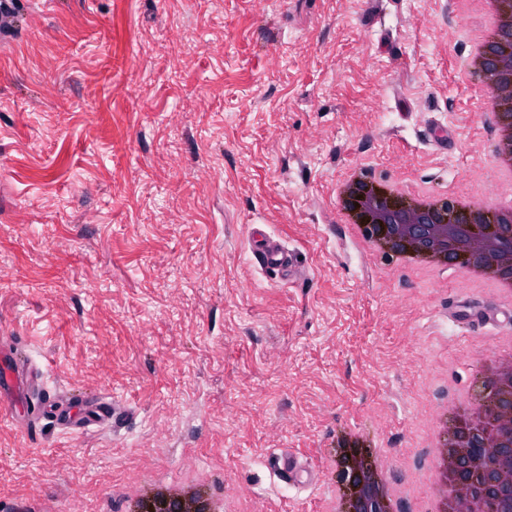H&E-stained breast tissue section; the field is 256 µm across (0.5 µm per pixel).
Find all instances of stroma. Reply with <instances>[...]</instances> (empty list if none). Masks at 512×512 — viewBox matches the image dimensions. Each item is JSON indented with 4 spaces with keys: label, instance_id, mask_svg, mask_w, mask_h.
Returning <instances> with one entry per match:
<instances>
[{
    "label": "stroma",
    "instance_id": "35a3bbf8",
    "mask_svg": "<svg viewBox=\"0 0 512 512\" xmlns=\"http://www.w3.org/2000/svg\"><path fill=\"white\" fill-rule=\"evenodd\" d=\"M0 26V336L53 402L135 415L74 433L0 419V512H126L201 483L224 512H327L359 432L417 512L434 413L512 327L454 269L398 268L344 224L350 174L493 203L494 115L460 75L455 0H14ZM456 139L436 148L428 128ZM265 225L289 282L248 249ZM297 454L313 483L271 458ZM249 249L256 264L268 276L288 281L296 276L295 253L259 225H253ZM449 316L459 324H469L470 322L486 321L493 323L511 324L512 314L500 313L498 311L489 310L484 307L474 306L466 309H454ZM501 317L503 319H501Z\"/></svg>",
    "mask_w": 512,
    "mask_h": 512
}]
</instances>
